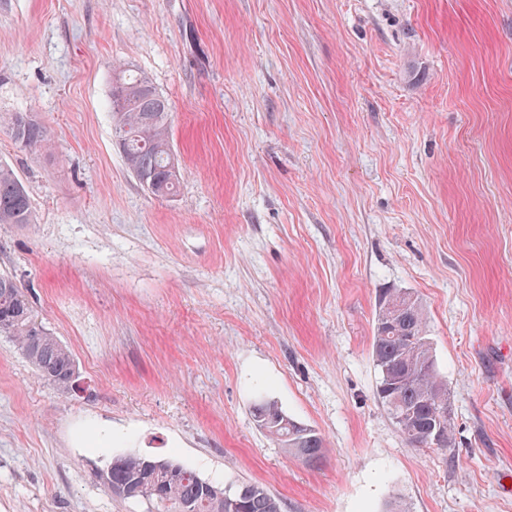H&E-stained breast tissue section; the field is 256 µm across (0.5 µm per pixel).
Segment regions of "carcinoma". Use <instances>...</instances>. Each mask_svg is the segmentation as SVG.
I'll return each instance as SVG.
<instances>
[{"label": "carcinoma", "instance_id": "cac0c4a2", "mask_svg": "<svg viewBox=\"0 0 512 512\" xmlns=\"http://www.w3.org/2000/svg\"><path fill=\"white\" fill-rule=\"evenodd\" d=\"M115 130L123 136V155L138 180L158 197L171 195L179 176L171 166L169 130L171 107L147 77L129 68L114 73L111 92ZM0 123L16 145L33 148L46 137L45 128L25 112ZM28 193L13 171L0 163V224H32ZM13 337L39 376L52 386L71 384L74 358L69 349L37 322L23 289L0 275V334ZM372 355L379 371L378 395L405 440L413 447H448L453 421L448 410V383L437 370L426 320L418 298L405 292L385 295L373 338ZM256 425L288 452L309 465L323 457V440L298 424L277 403L262 400L254 406ZM439 430L433 441L431 429ZM106 485L126 489L154 486L147 495L155 512H230L226 498L238 503L235 512H282L281 501L265 487L242 482L226 489L199 477L171 459L125 454L112 458L102 473Z\"/></svg>", "mask_w": 512, "mask_h": 512}]
</instances>
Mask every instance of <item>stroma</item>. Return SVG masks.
<instances>
[{
    "instance_id": "1",
    "label": "stroma",
    "mask_w": 512,
    "mask_h": 512,
    "mask_svg": "<svg viewBox=\"0 0 512 512\" xmlns=\"http://www.w3.org/2000/svg\"><path fill=\"white\" fill-rule=\"evenodd\" d=\"M169 101L181 178L129 171L118 67ZM0 161L31 224L0 274L77 391L0 335V512H149L113 457L263 485L283 512H512V0H0ZM422 305L454 420L416 448L377 395L380 297ZM272 400L324 441L256 427ZM1 124L7 126L15 144L23 148L36 147L46 137L45 128L25 112H15L7 119L1 116ZM256 425L266 431L288 452L309 465L318 464L323 457V440L311 429L289 417L274 401L262 400L254 406Z\"/></svg>"
}]
</instances>
